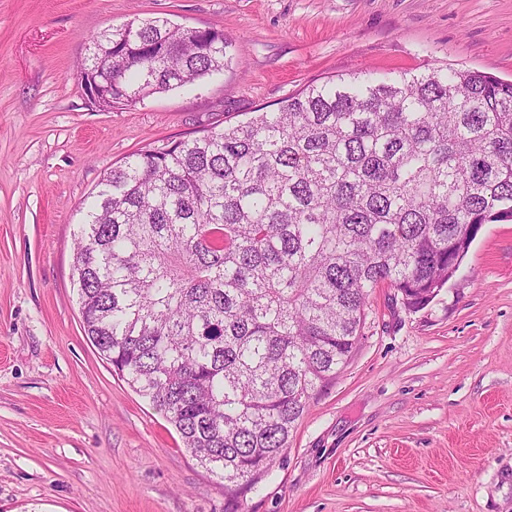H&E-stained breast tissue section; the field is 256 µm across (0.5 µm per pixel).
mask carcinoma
<instances>
[{"mask_svg": "<svg viewBox=\"0 0 512 512\" xmlns=\"http://www.w3.org/2000/svg\"><path fill=\"white\" fill-rule=\"evenodd\" d=\"M226 66L209 28L133 19L81 74L132 105ZM512 221V81L469 68L331 77L272 111L133 154L76 242L99 353L238 499L357 346L370 292L418 309Z\"/></svg>", "mask_w": 512, "mask_h": 512, "instance_id": "obj_1", "label": "carcinoma"}]
</instances>
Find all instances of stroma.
<instances>
[{"instance_id":"35a3bbf8","label":"stroma","mask_w":512,"mask_h":512,"mask_svg":"<svg viewBox=\"0 0 512 512\" xmlns=\"http://www.w3.org/2000/svg\"><path fill=\"white\" fill-rule=\"evenodd\" d=\"M223 30L228 67L104 110L78 65L135 18ZM512 79V0H0V512H224L216 477L86 336L80 207L149 147L331 76ZM238 512H512V223L419 310L376 289L360 340Z\"/></svg>"}]
</instances>
